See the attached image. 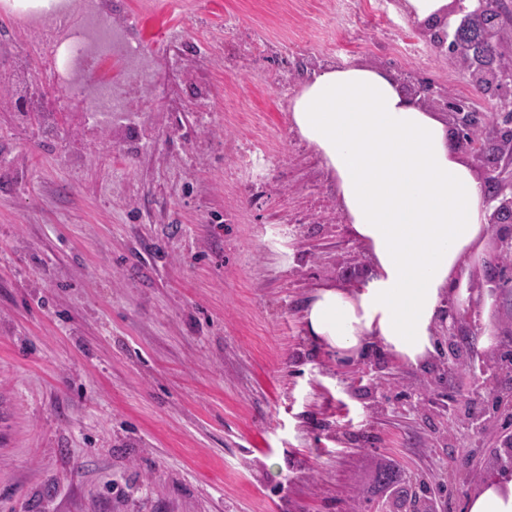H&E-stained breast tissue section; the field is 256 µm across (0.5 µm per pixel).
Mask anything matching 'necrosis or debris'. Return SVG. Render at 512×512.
<instances>
[{"mask_svg": "<svg viewBox=\"0 0 512 512\" xmlns=\"http://www.w3.org/2000/svg\"><path fill=\"white\" fill-rule=\"evenodd\" d=\"M24 16L40 32L36 52L59 59L55 77L60 87L85 88L94 99L96 108L87 119L97 126L118 127L138 119L140 109L133 96L155 86L159 66L175 75L186 72L185 50L156 58L130 38L125 23L106 21L99 0H60L53 9H29ZM323 18L336 31L339 44L311 43L299 37L277 39L265 26H244L236 16H226L225 70L249 72L257 61H267L260 83L275 95L278 110L289 112L300 87L320 72L367 64L395 70L401 82L416 77L415 90L425 109L447 111V80L417 76L416 59L424 54L447 64L448 48L433 42L430 33L404 10L402 0H324ZM94 61L110 65L111 71L89 84L85 75ZM288 156L289 180L305 200L303 209L289 212V223H312L319 212L344 223L332 184H318L302 169L303 162L318 163L314 150L294 136L288 141Z\"/></svg>", "mask_w": 512, "mask_h": 512, "instance_id": "obj_1", "label": "necrosis or debris"}]
</instances>
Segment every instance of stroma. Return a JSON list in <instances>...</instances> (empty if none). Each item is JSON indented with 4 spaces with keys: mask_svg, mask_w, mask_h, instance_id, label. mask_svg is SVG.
<instances>
[{
    "mask_svg": "<svg viewBox=\"0 0 512 512\" xmlns=\"http://www.w3.org/2000/svg\"><path fill=\"white\" fill-rule=\"evenodd\" d=\"M100 2L148 50L195 47L213 110L187 86L169 111L164 77L140 124H84L93 99L59 109L35 29L0 0V512H376L426 487L465 512L512 475L468 471L512 433V279L451 370L444 334L415 368L375 341L343 362L305 331L314 288L361 283L366 250L348 225L287 223L290 115L224 70L225 15L288 37L291 0ZM230 143L271 153L252 192L224 175Z\"/></svg>",
    "mask_w": 512,
    "mask_h": 512,
    "instance_id": "1",
    "label": "stroma"
}]
</instances>
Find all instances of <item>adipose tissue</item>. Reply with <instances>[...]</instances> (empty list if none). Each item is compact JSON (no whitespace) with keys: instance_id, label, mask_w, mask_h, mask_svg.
<instances>
[{"instance_id":"obj_1","label":"adipose tissue","mask_w":512,"mask_h":512,"mask_svg":"<svg viewBox=\"0 0 512 512\" xmlns=\"http://www.w3.org/2000/svg\"><path fill=\"white\" fill-rule=\"evenodd\" d=\"M291 120L336 180L372 271L354 288H315L309 336L339 360L377 340L398 361L428 363L452 281L486 235L483 184L434 112L412 106L387 72L328 69L296 98ZM466 512H512V478L490 476Z\"/></svg>"}]
</instances>
